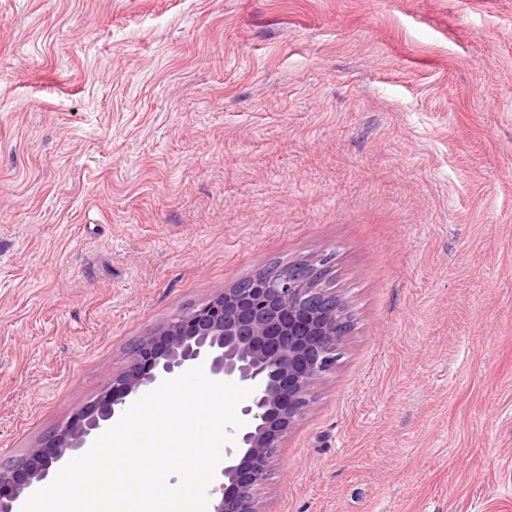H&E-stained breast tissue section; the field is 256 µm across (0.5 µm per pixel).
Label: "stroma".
Returning <instances> with one entry per match:
<instances>
[{"instance_id": "1", "label": "stroma", "mask_w": 512, "mask_h": 512, "mask_svg": "<svg viewBox=\"0 0 512 512\" xmlns=\"http://www.w3.org/2000/svg\"><path fill=\"white\" fill-rule=\"evenodd\" d=\"M321 254L262 512H512V0H0V462Z\"/></svg>"}]
</instances>
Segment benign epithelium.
<instances>
[{"mask_svg": "<svg viewBox=\"0 0 512 512\" xmlns=\"http://www.w3.org/2000/svg\"><path fill=\"white\" fill-rule=\"evenodd\" d=\"M331 261L316 256L261 270L250 287L224 289L184 316L140 337L125 369L95 401L17 462L0 463V512H21L30 492L66 456L86 447L132 400L196 366L254 388L245 425L224 449L211 512H260L256 490L281 439L303 416L320 377L336 366L346 333L344 301L330 286Z\"/></svg>", "mask_w": 512, "mask_h": 512, "instance_id": "1", "label": "benign epithelium"}]
</instances>
